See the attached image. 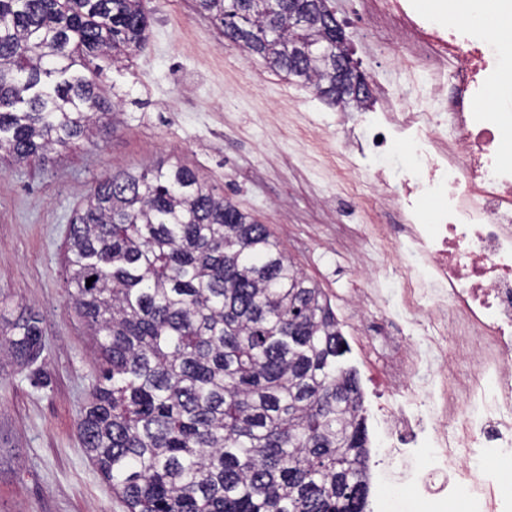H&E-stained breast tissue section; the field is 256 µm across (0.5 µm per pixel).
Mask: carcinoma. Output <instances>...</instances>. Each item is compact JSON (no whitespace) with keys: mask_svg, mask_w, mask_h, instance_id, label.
<instances>
[{"mask_svg":"<svg viewBox=\"0 0 512 512\" xmlns=\"http://www.w3.org/2000/svg\"><path fill=\"white\" fill-rule=\"evenodd\" d=\"M296 4L305 27L288 0H195L323 98L328 72L288 53L326 38L330 9ZM149 25L142 0H0V152L45 161L92 142L119 103L75 66L120 61ZM66 282L98 352L82 444L127 512H365L368 432L359 381L336 367L339 322L265 225L188 167L119 172L72 218ZM43 337L24 312L0 350L24 367Z\"/></svg>","mask_w":512,"mask_h":512,"instance_id":"1","label":"carcinoma"}]
</instances>
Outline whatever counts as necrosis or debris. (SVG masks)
<instances>
[{"mask_svg": "<svg viewBox=\"0 0 512 512\" xmlns=\"http://www.w3.org/2000/svg\"><path fill=\"white\" fill-rule=\"evenodd\" d=\"M457 2L470 17L463 27L415 0L365 3L405 44L401 69L432 80L425 94L379 85L363 132L375 155L410 149L406 167L376 182L400 221L375 231L386 253L413 260L399 303L419 333L401 337L378 370L390 394L375 408L376 464L400 472L381 483L373 512H512V495L497 490L512 474V167L500 160L512 113L487 101L512 66L486 36L480 0ZM461 356L473 365L464 379L447 371ZM484 455L494 471L473 465Z\"/></svg>", "mask_w": 512, "mask_h": 512, "instance_id": "4bbe7bcc", "label": "necrosis or debris"}]
</instances>
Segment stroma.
Wrapping results in <instances>:
<instances>
[{"label": "stroma", "instance_id": "stroma-1", "mask_svg": "<svg viewBox=\"0 0 512 512\" xmlns=\"http://www.w3.org/2000/svg\"><path fill=\"white\" fill-rule=\"evenodd\" d=\"M145 3V45L122 67L96 58L83 70L105 97L123 100L93 143L44 166L0 159V319L33 311L45 338L40 358L23 368L0 351V512H127L81 443L95 347L67 300L64 264L74 212L97 180L116 172L183 164L267 225L335 311L346 339L338 367L356 373L364 402L387 394L373 371L376 343L349 317L351 297L368 286L362 256L379 246L370 224L398 221L356 181L372 173L367 158L355 172L343 158L336 121L356 135L360 113L243 54L193 0ZM345 32L369 82H403L394 50L368 25ZM396 269L391 258L378 275L389 301L377 317L390 336L401 333Z\"/></svg>", "mask_w": 512, "mask_h": 512}]
</instances>
